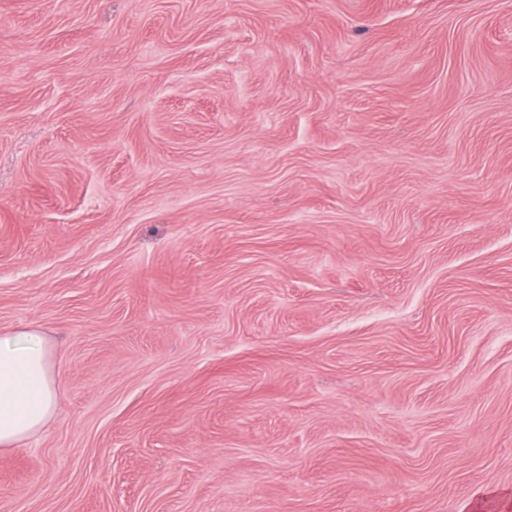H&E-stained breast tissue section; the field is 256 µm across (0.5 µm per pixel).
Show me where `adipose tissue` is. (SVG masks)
<instances>
[{"label": "adipose tissue", "mask_w": 512, "mask_h": 512, "mask_svg": "<svg viewBox=\"0 0 512 512\" xmlns=\"http://www.w3.org/2000/svg\"><path fill=\"white\" fill-rule=\"evenodd\" d=\"M56 396L45 333L27 326L0 336V446L35 437L52 417Z\"/></svg>", "instance_id": "1"}]
</instances>
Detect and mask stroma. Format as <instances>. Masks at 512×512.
Returning <instances> with one entry per match:
<instances>
[{
  "mask_svg": "<svg viewBox=\"0 0 512 512\" xmlns=\"http://www.w3.org/2000/svg\"><path fill=\"white\" fill-rule=\"evenodd\" d=\"M0 512H512V0H0ZM56 396L45 333L27 326L0 336V446L35 437L54 414Z\"/></svg>",
  "mask_w": 512,
  "mask_h": 512,
  "instance_id": "35a3bbf8",
  "label": "stroma"
}]
</instances>
